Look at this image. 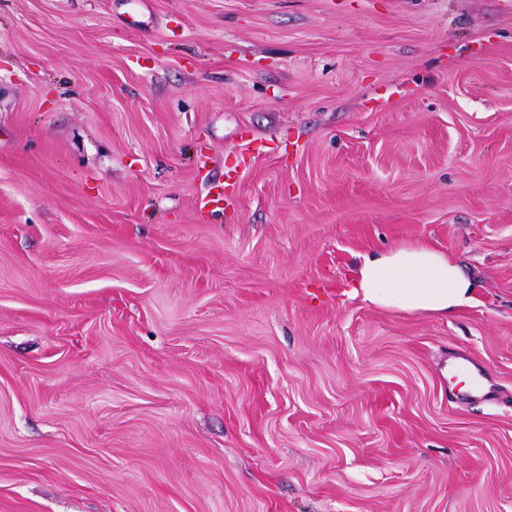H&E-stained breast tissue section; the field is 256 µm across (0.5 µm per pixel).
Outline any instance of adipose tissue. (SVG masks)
<instances>
[{"mask_svg": "<svg viewBox=\"0 0 512 512\" xmlns=\"http://www.w3.org/2000/svg\"><path fill=\"white\" fill-rule=\"evenodd\" d=\"M355 277L354 293L363 301L406 313L445 319L474 300L458 263L425 244L369 251Z\"/></svg>", "mask_w": 512, "mask_h": 512, "instance_id": "obj_1", "label": "adipose tissue"}]
</instances>
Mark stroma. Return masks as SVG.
Returning <instances> with one entry per match:
<instances>
[{
    "instance_id": "obj_1",
    "label": "stroma",
    "mask_w": 512,
    "mask_h": 512,
    "mask_svg": "<svg viewBox=\"0 0 512 512\" xmlns=\"http://www.w3.org/2000/svg\"><path fill=\"white\" fill-rule=\"evenodd\" d=\"M0 512H512V0H0ZM355 277V296L406 313L448 319L474 300L472 283L458 263L425 244L369 251Z\"/></svg>"
}]
</instances>
